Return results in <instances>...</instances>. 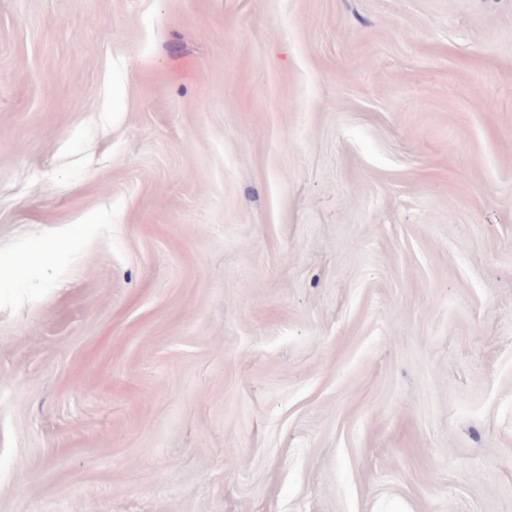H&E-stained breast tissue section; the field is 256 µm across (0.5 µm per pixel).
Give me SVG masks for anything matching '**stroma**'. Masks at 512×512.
<instances>
[{"mask_svg":"<svg viewBox=\"0 0 512 512\" xmlns=\"http://www.w3.org/2000/svg\"><path fill=\"white\" fill-rule=\"evenodd\" d=\"M0 512H512V0H0Z\"/></svg>","mask_w":512,"mask_h":512,"instance_id":"1","label":"stroma"}]
</instances>
